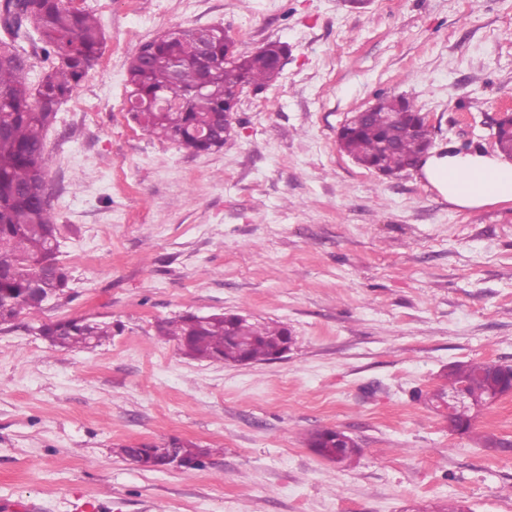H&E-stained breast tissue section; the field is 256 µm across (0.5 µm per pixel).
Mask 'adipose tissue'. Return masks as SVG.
<instances>
[{
  "mask_svg": "<svg viewBox=\"0 0 512 512\" xmlns=\"http://www.w3.org/2000/svg\"><path fill=\"white\" fill-rule=\"evenodd\" d=\"M420 169L423 178L458 207L512 202V164L502 155L451 148L428 155Z\"/></svg>",
  "mask_w": 512,
  "mask_h": 512,
  "instance_id": "1",
  "label": "adipose tissue"
}]
</instances>
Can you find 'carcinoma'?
I'll use <instances>...</instances> for the list:
<instances>
[{
    "label": "carcinoma",
    "instance_id": "1",
    "mask_svg": "<svg viewBox=\"0 0 512 512\" xmlns=\"http://www.w3.org/2000/svg\"><path fill=\"white\" fill-rule=\"evenodd\" d=\"M0 28L10 40H0V326L24 311L68 296L69 274L59 264L57 224L46 196L50 160L44 153V133L55 119L53 106L66 100L100 53L102 32L89 11L67 0H4ZM213 65H205L195 29L165 32L140 45L127 66L129 112L133 120L155 136L171 140L195 154L224 147L221 108L239 86L261 92L279 79L278 60L288 47L267 43L250 55L240 53L221 27L209 28ZM32 37L40 44L45 69L35 89L26 83L19 66L22 56L15 43ZM206 90L193 95L202 83ZM501 152L512 154V127L500 124L496 133ZM342 150L359 165L395 175L415 163L428 140L421 112L401 96L378 98L360 126L339 137ZM53 346L85 349L112 335L105 323L86 318L50 320L38 327ZM163 336L186 341L184 352L215 363L235 361L245 352L254 362L267 361L279 348L288 328L281 324L257 326L244 318L210 321L180 316L159 326ZM461 392L467 408L457 409L452 420L469 430L468 410L501 394L488 362H462L448 369L446 392ZM333 429L309 435V447L323 458L343 463L361 448H338ZM194 464H203L210 450L191 442L173 447L169 441L145 445L146 467L154 469L173 451Z\"/></svg>",
    "mask_w": 512,
    "mask_h": 512
}]
</instances>
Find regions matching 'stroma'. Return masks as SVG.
Returning <instances> with one entry per match:
<instances>
[{
	"label": "stroma",
	"instance_id": "stroma-1",
	"mask_svg": "<svg viewBox=\"0 0 512 512\" xmlns=\"http://www.w3.org/2000/svg\"><path fill=\"white\" fill-rule=\"evenodd\" d=\"M104 42L45 138L67 299L0 328V512H512V394L460 434L432 396L459 362L512 363V202L462 210L412 168L381 176L337 142L383 95L425 113L434 147L496 151L512 113V0H71ZM223 26L240 52L288 44L230 139L192 155L131 117L136 43ZM234 313L288 327L284 358L197 361L164 320ZM112 326L85 350L38 326ZM348 432L339 465L309 433ZM172 438L204 468L120 453Z\"/></svg>",
	"mask_w": 512,
	"mask_h": 512
}]
</instances>
